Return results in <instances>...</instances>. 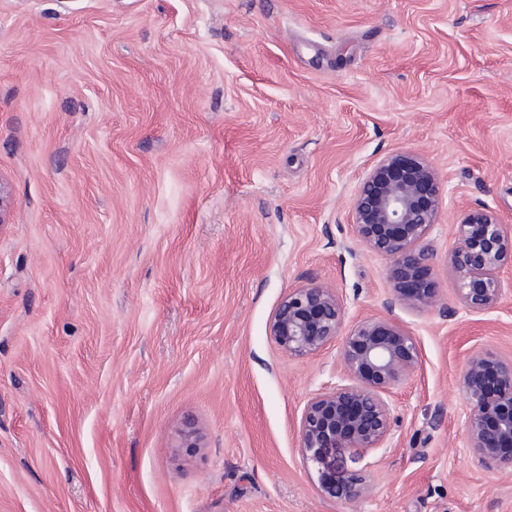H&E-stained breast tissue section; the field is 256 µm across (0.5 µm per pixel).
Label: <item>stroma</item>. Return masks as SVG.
I'll list each match as a JSON object with an SVG mask.
<instances>
[{"label":"stroma","instance_id":"obj_1","mask_svg":"<svg viewBox=\"0 0 512 512\" xmlns=\"http://www.w3.org/2000/svg\"><path fill=\"white\" fill-rule=\"evenodd\" d=\"M404 151L441 185L421 311L351 227ZM0 182V512H512L460 386L512 357V266L484 312L448 266L465 212L512 225V0H0ZM312 284L420 349L393 438L336 454L356 502L299 447L340 342L270 334ZM319 473L322 490L330 497L344 501H357L368 491L366 477L361 472L352 473L337 484L328 470H322Z\"/></svg>","mask_w":512,"mask_h":512}]
</instances>
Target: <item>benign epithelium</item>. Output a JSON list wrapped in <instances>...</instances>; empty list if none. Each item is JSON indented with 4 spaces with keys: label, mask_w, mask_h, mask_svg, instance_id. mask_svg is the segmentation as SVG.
Segmentation results:
<instances>
[{
    "label": "benign epithelium",
    "mask_w": 512,
    "mask_h": 512,
    "mask_svg": "<svg viewBox=\"0 0 512 512\" xmlns=\"http://www.w3.org/2000/svg\"><path fill=\"white\" fill-rule=\"evenodd\" d=\"M439 199L433 167L418 154L398 152L375 165L352 202L356 239L389 259L395 301L409 309L434 303L427 282L434 254L425 240ZM455 235L458 245L448 266L460 282L461 301L476 312L496 307L504 294L500 272L512 266V226L492 210L474 209L456 225ZM343 320L337 294L312 285L289 292L270 323L271 335L290 356H308L342 339L344 376L307 401L299 422L300 450L316 464L323 463L329 448L384 447L396 426L385 394L420 362L415 338L395 320L359 321L342 337ZM461 382L470 405L466 427L474 463L485 469L511 467L512 453L502 449L512 447V358L477 352L467 360ZM319 480L326 494L344 501H357L368 491L360 472L336 482L323 470Z\"/></svg>",
    "instance_id": "benign-epithelium-1"
}]
</instances>
